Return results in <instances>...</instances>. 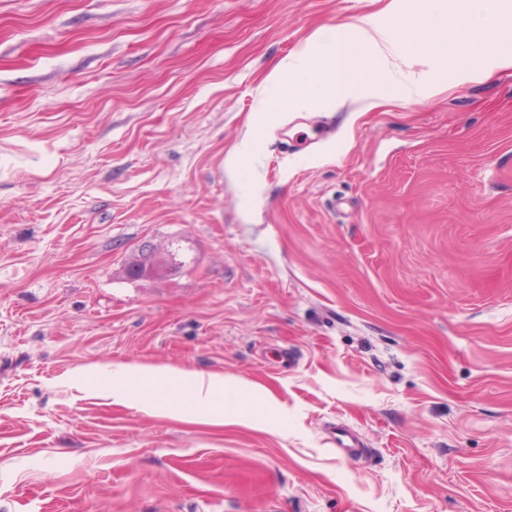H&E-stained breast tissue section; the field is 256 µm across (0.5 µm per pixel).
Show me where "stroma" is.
Segmentation results:
<instances>
[{
	"label": "stroma",
	"instance_id": "35a3bbf8",
	"mask_svg": "<svg viewBox=\"0 0 512 512\" xmlns=\"http://www.w3.org/2000/svg\"><path fill=\"white\" fill-rule=\"evenodd\" d=\"M384 5L0 0V512H512V72L437 49L428 100L259 109ZM122 364L238 377L284 427L82 372ZM138 250L139 259L127 271L128 276L134 280L154 275L159 267V263L150 245L142 244ZM332 443L336 447V452L344 456L358 457L363 452L357 436L344 426H336V433L332 437Z\"/></svg>",
	"mask_w": 512,
	"mask_h": 512
}]
</instances>
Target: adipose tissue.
Returning <instances> with one entry per match:
<instances>
[{
  "instance_id": "adipose-tissue-1",
  "label": "adipose tissue",
  "mask_w": 512,
  "mask_h": 512,
  "mask_svg": "<svg viewBox=\"0 0 512 512\" xmlns=\"http://www.w3.org/2000/svg\"><path fill=\"white\" fill-rule=\"evenodd\" d=\"M476 0H422L415 20L403 22L402 0H388L375 14L314 31L267 80L279 105L297 110L335 107L350 98L404 102L430 98L439 85L428 74L405 73V54L426 57L429 49L464 41L468 64L452 80L462 86L512 71V0H492L477 15ZM113 402L137 400L144 411L176 419L194 416L214 426L263 429L271 422L272 402L245 381L218 374H185L161 365H126L113 371L106 387Z\"/></svg>"
}]
</instances>
